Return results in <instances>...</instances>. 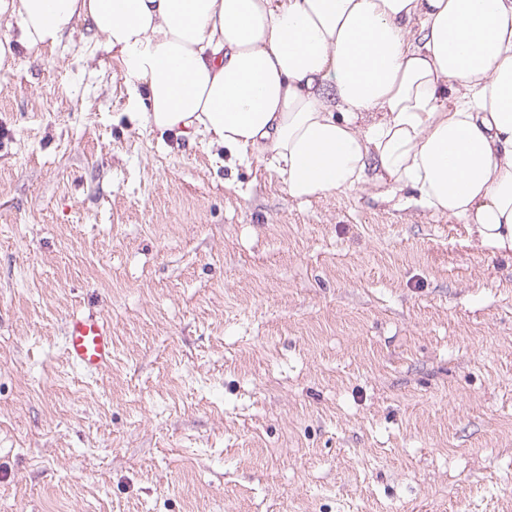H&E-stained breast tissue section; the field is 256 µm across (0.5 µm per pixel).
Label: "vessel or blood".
I'll return each mask as SVG.
<instances>
[{"label": "vessel or blood", "mask_w": 512, "mask_h": 512, "mask_svg": "<svg viewBox=\"0 0 512 512\" xmlns=\"http://www.w3.org/2000/svg\"><path fill=\"white\" fill-rule=\"evenodd\" d=\"M64 351L68 362L84 372H98L112 362V331L94 317L75 318L67 323Z\"/></svg>", "instance_id": "obj_1"}]
</instances>
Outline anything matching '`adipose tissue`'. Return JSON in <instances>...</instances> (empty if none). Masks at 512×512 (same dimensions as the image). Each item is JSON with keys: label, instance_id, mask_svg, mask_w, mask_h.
<instances>
[{"label": "adipose tissue", "instance_id": "adipose-tissue-1", "mask_svg": "<svg viewBox=\"0 0 512 512\" xmlns=\"http://www.w3.org/2000/svg\"><path fill=\"white\" fill-rule=\"evenodd\" d=\"M17 48L75 31L145 127L264 162L308 201L371 185L512 251V0H0ZM419 31H412V23Z\"/></svg>", "mask_w": 512, "mask_h": 512}]
</instances>
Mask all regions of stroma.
Returning <instances> with one entry per match:
<instances>
[{
    "label": "stroma",
    "instance_id": "1",
    "mask_svg": "<svg viewBox=\"0 0 512 512\" xmlns=\"http://www.w3.org/2000/svg\"><path fill=\"white\" fill-rule=\"evenodd\" d=\"M0 74V512H512V254L144 128L74 32ZM112 364L64 353L71 318ZM64 351L68 362L84 372H99L112 362V331L95 317L67 323Z\"/></svg>",
    "mask_w": 512,
    "mask_h": 512
}]
</instances>
